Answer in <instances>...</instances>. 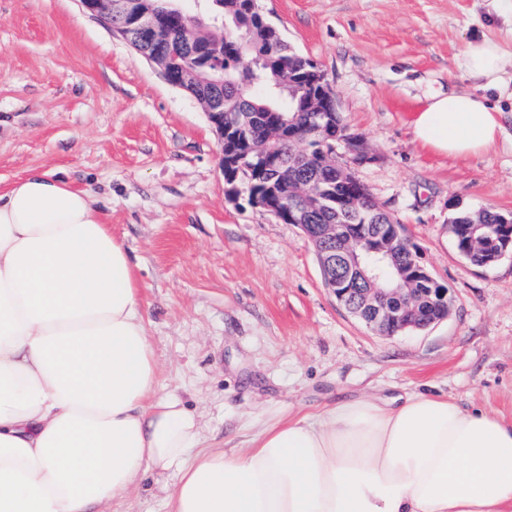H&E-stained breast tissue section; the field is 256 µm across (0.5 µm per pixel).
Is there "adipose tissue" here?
I'll return each instance as SVG.
<instances>
[{
    "mask_svg": "<svg viewBox=\"0 0 512 512\" xmlns=\"http://www.w3.org/2000/svg\"><path fill=\"white\" fill-rule=\"evenodd\" d=\"M459 68L506 84L504 52L468 42ZM500 110L427 96L411 122L434 153L489 152ZM158 366L133 263L88 190L36 169L0 192V512H99L141 472L176 473L169 512H512V421L448 396L343 400L204 448Z\"/></svg>",
    "mask_w": 512,
    "mask_h": 512,
    "instance_id": "adipose-tissue-1",
    "label": "adipose tissue"
}]
</instances>
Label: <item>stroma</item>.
<instances>
[{
  "label": "stroma",
  "mask_w": 512,
  "mask_h": 512,
  "mask_svg": "<svg viewBox=\"0 0 512 512\" xmlns=\"http://www.w3.org/2000/svg\"><path fill=\"white\" fill-rule=\"evenodd\" d=\"M329 83L369 157L356 172L448 289L446 319L387 336L324 287L300 227L231 199L200 104L79 0H0V189L29 169L92 191L141 285L160 394L197 410L206 443L336 401L415 391L512 419V256L480 267L449 230L461 211L512 213V95L487 154L439 157L409 122L425 96L475 91L470 41L512 36L493 0H260ZM104 512H167L154 477Z\"/></svg>",
  "instance_id": "1"
}]
</instances>
